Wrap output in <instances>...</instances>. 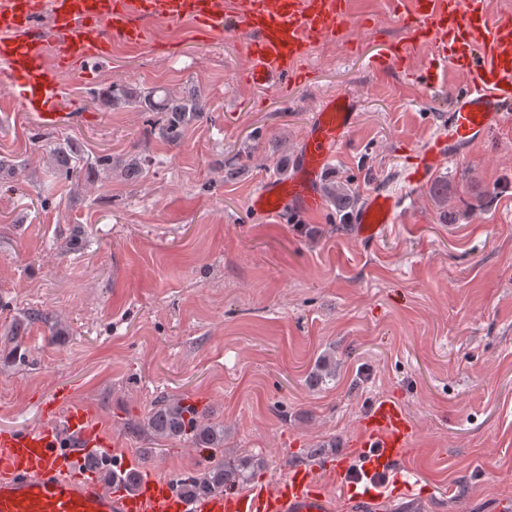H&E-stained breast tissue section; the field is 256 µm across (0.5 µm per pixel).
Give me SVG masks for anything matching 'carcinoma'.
Listing matches in <instances>:
<instances>
[{
    "mask_svg": "<svg viewBox=\"0 0 512 512\" xmlns=\"http://www.w3.org/2000/svg\"><path fill=\"white\" fill-rule=\"evenodd\" d=\"M106 97L113 102H128L149 112H162L165 120L159 134L169 142L178 143L183 137L184 126L209 111L207 102L198 95L173 96L159 87L142 94L130 95L123 88L112 85ZM336 376V361L328 358L319 361L310 381L322 384ZM139 431H147L162 438L188 439L206 448L224 447V429L202 422L195 406L180 399H161L149 415L136 424ZM263 466L252 456L233 460H221L208 471L184 482V490L190 496L201 497L232 488L246 480L249 473Z\"/></svg>",
    "mask_w": 512,
    "mask_h": 512,
    "instance_id": "carcinoma-1",
    "label": "carcinoma"
}]
</instances>
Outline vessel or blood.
I'll list each match as a JSON object with an SVG mask.
<instances>
[{"label": "vessel or blood", "instance_id": "obj_1", "mask_svg": "<svg viewBox=\"0 0 512 512\" xmlns=\"http://www.w3.org/2000/svg\"><path fill=\"white\" fill-rule=\"evenodd\" d=\"M406 13L412 42L435 46L443 69L466 75L453 95L447 121L406 156L407 192L369 193L355 212V235L371 245L386 225L406 213L409 192L427 187L446 162L459 159L491 133L512 124V19L492 18L485 0H393ZM48 15L57 36L47 52L38 34ZM189 21L197 30L230 31L244 49V80L255 88L293 90L305 83L300 69L315 43L335 39L351 23L349 0H0V80L17 88L24 111L43 123L61 119V77L90 69L109 57L112 45L136 46L146 38L138 24ZM356 102L348 94L326 97L295 154L288 179L265 178L249 201L260 216L322 210V179L329 161L356 126ZM41 426L0 429V512H335L336 502L318 474L346 485L357 512L377 502L374 475L394 476L408 488L402 462L412 427L392 401L375 404L350 440L365 475L350 478L345 459L319 467L298 466L274 486L182 495L174 481L140 471L134 492L105 490L85 468L87 457H111L113 467H133L118 453L96 410L74 403L68 388L42 399Z\"/></svg>", "mask_w": 512, "mask_h": 512}]
</instances>
